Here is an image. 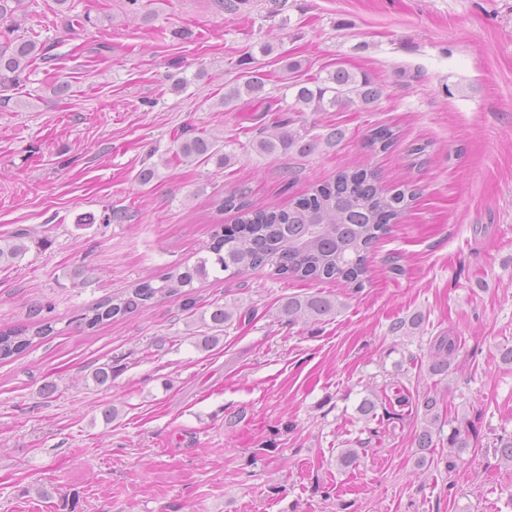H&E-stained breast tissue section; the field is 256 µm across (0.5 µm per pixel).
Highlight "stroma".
<instances>
[{"label":"stroma","mask_w":512,"mask_h":512,"mask_svg":"<svg viewBox=\"0 0 512 512\" xmlns=\"http://www.w3.org/2000/svg\"><path fill=\"white\" fill-rule=\"evenodd\" d=\"M28 5L23 30L50 49L0 91V238L28 234L21 259L0 266V327L39 305L57 333L0 362V512H512V467L493 453L512 434V366L499 358L512 345V0ZM246 57L266 96L225 111ZM289 58L302 63L291 76ZM339 67L368 75L380 100L290 111L289 81ZM274 123L343 137L306 156L256 151L257 129ZM380 126L399 140L369 151ZM200 134L231 144L232 162L174 157L175 138ZM152 161L158 179L139 183ZM344 167L419 189L371 250L362 289L226 272L195 282L194 311L171 297L92 332L72 326L87 306L193 265L213 225L236 222L216 209L224 195L284 208ZM114 210L122 221L105 223ZM314 293L337 311L286 322L282 303ZM216 301L235 317L204 349L200 314ZM443 334L459 351L433 375ZM104 363L112 381L94 386ZM398 392L391 414L359 417L364 397ZM428 396L468 426L451 472L444 437L417 463ZM359 439L367 453L338 469V448Z\"/></svg>","instance_id":"stroma-1"}]
</instances>
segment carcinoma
<instances>
[{
	"label": "carcinoma",
	"mask_w": 512,
	"mask_h": 512,
	"mask_svg": "<svg viewBox=\"0 0 512 512\" xmlns=\"http://www.w3.org/2000/svg\"><path fill=\"white\" fill-rule=\"evenodd\" d=\"M27 15L26 0H0V21L12 22L19 28L18 16ZM47 42L17 36L0 44V87L19 82L32 62L46 57ZM266 78L259 70L244 68L239 81L224 93L223 105L229 109L247 95L259 98L265 91ZM297 88L295 105L311 107L315 112L352 106L356 103L369 108L382 96V89L365 74L338 67L317 78L314 87L294 83ZM341 136L334 129L327 134H313L305 126L296 130L263 127L254 139L255 148L265 154L295 150L309 154L323 140L331 145ZM395 133L388 129L369 135L367 146L387 150ZM175 155L189 158H214L225 164L233 152H221L217 143L202 136L186 137L177 143ZM246 191L225 196L218 210L238 214L237 224L224 228L216 224L207 246V255L189 266L171 268L157 281H144L121 296L112 297L86 307L75 323L82 329H94L118 316L146 307L153 300L185 297L187 311L195 309L191 298L194 282L207 278L212 271L243 274L257 269H269L277 275L300 280H339L352 288L364 287L368 279V254L374 244L386 234L388 224L399 220L417 199V188L410 182L388 186L375 170H341L336 176L293 200L286 209L266 207L251 209L245 204ZM25 247L7 239L0 242V265L16 262ZM336 302L314 294L290 297L281 306L282 316L289 322L299 319L319 320L331 315ZM209 329L224 331L232 314L224 305H209ZM56 333L42 309L30 310L29 322L18 328L0 330V360H8L37 341ZM435 355L428 370L433 375H447L457 355L458 341L442 335L434 340ZM424 409L429 416L416 438L418 464L424 465L434 445V436L441 434L444 423L437 410V400L427 397ZM494 453L500 462L512 466V434L499 439ZM360 461V449L342 448L336 455V465L348 469Z\"/></svg>",
	"instance_id": "carcinoma-1"
}]
</instances>
